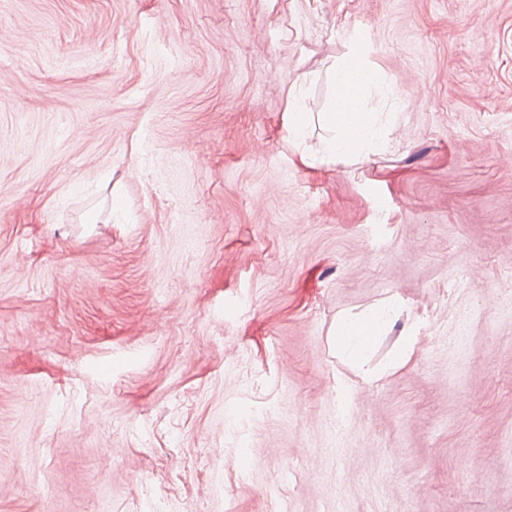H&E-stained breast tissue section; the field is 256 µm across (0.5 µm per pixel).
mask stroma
Segmentation results:
<instances>
[{
    "label": "stroma",
    "instance_id": "obj_1",
    "mask_svg": "<svg viewBox=\"0 0 512 512\" xmlns=\"http://www.w3.org/2000/svg\"><path fill=\"white\" fill-rule=\"evenodd\" d=\"M0 512H512V0H0ZM378 82L353 45L348 57L336 71V94L331 110L324 112L325 122L335 132L325 144L324 151L327 154L349 153L375 139L377 116L374 112L365 111L363 93L370 85ZM348 86H355L360 92L350 101L340 95L341 89ZM387 319V313L382 310L372 311L369 315L358 321H344L337 329L339 340L336 341V347L341 352H347L353 359H359L371 345L369 338L363 336L378 335ZM361 324H368L369 331L366 334L358 332ZM347 329H353V333H349Z\"/></svg>",
    "mask_w": 512,
    "mask_h": 512
}]
</instances>
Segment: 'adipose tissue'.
<instances>
[{
  "label": "adipose tissue",
  "instance_id": "adipose-tissue-1",
  "mask_svg": "<svg viewBox=\"0 0 512 512\" xmlns=\"http://www.w3.org/2000/svg\"><path fill=\"white\" fill-rule=\"evenodd\" d=\"M375 82L374 74L366 66L358 49H351L336 72V86L340 89L354 86L360 94L349 101L335 96L330 111L325 113V122L334 130L333 137L324 147L327 154L349 153L375 139L377 116L365 111L361 97L362 91ZM386 319L385 311L375 310L365 316L363 322H342L338 327L340 338L336 343L337 349L352 358H360L370 346V336L380 333Z\"/></svg>",
  "mask_w": 512,
  "mask_h": 512
}]
</instances>
